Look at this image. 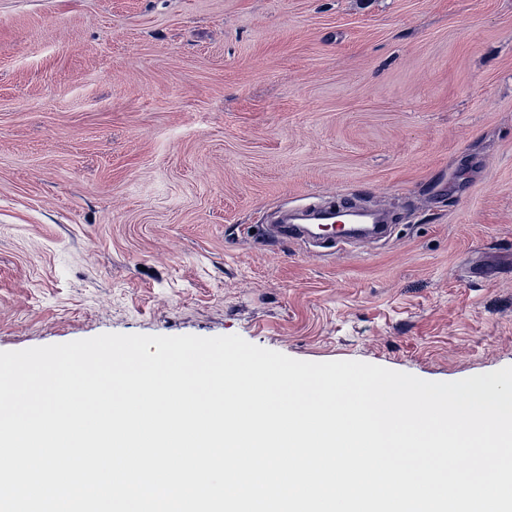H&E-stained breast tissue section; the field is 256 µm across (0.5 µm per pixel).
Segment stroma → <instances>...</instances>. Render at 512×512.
<instances>
[{"label":"stroma","instance_id":"stroma-1","mask_svg":"<svg viewBox=\"0 0 512 512\" xmlns=\"http://www.w3.org/2000/svg\"><path fill=\"white\" fill-rule=\"evenodd\" d=\"M103 333L512 366V0H0V351ZM270 230L277 237L286 240H297L304 238L306 235H315L316 238L321 240L322 244L329 247H336V245L346 242L349 238V236L336 234V231H330L319 235V231L312 228L310 225L303 224H274L270 227Z\"/></svg>","mask_w":512,"mask_h":512}]
</instances>
